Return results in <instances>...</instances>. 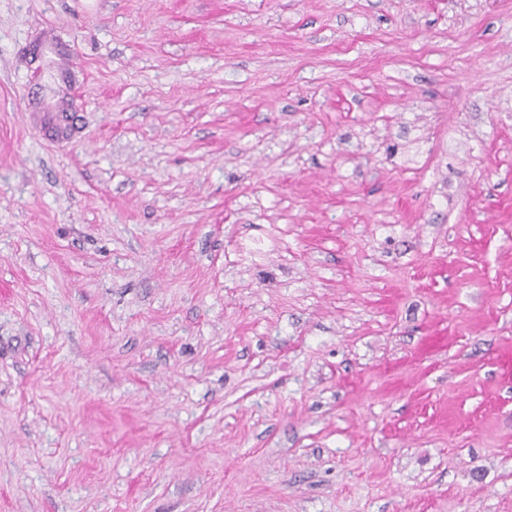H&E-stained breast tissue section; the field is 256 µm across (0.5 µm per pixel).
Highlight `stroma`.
Wrapping results in <instances>:
<instances>
[{"label": "stroma", "mask_w": 512, "mask_h": 512, "mask_svg": "<svg viewBox=\"0 0 512 512\" xmlns=\"http://www.w3.org/2000/svg\"><path fill=\"white\" fill-rule=\"evenodd\" d=\"M0 512H512V0H0ZM70 52L71 50L66 46L54 42H37L28 49L30 65L38 63L33 69L40 74L47 71L56 85V88L50 91L52 95L49 97L42 96L37 105L39 112L43 114V128L57 138L66 135L74 104L67 93L69 80L66 72L54 73L55 62L50 58V55L65 58L70 56ZM58 81L64 84L65 87L60 84L57 87Z\"/></svg>", "instance_id": "obj_1"}]
</instances>
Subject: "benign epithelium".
Returning a JSON list of instances; mask_svg holds the SVG:
<instances>
[{
	"instance_id": "obj_1",
	"label": "benign epithelium",
	"mask_w": 512,
	"mask_h": 512,
	"mask_svg": "<svg viewBox=\"0 0 512 512\" xmlns=\"http://www.w3.org/2000/svg\"><path fill=\"white\" fill-rule=\"evenodd\" d=\"M29 63L34 65V70L40 74L45 72L60 86L51 90V96H42L38 102L39 111L43 114V128L55 137L66 135L72 112L73 101L67 93L65 84L69 83L66 73H54V60L51 56L68 57L70 49L60 43L37 42L28 49Z\"/></svg>"
}]
</instances>
